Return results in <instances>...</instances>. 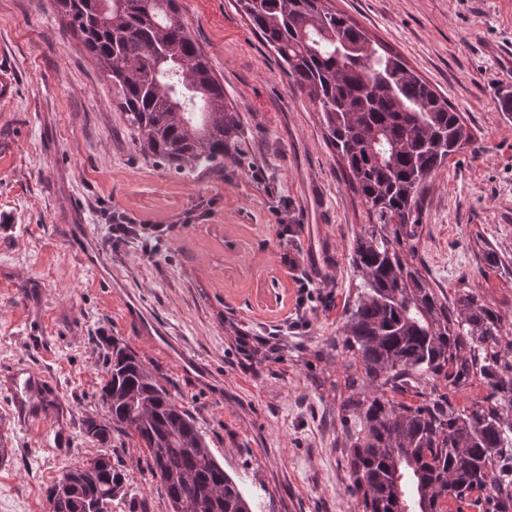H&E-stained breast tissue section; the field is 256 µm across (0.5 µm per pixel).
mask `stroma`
Returning a JSON list of instances; mask_svg holds the SVG:
<instances>
[{
	"instance_id": "stroma-1",
	"label": "stroma",
	"mask_w": 512,
	"mask_h": 512,
	"mask_svg": "<svg viewBox=\"0 0 512 512\" xmlns=\"http://www.w3.org/2000/svg\"><path fill=\"white\" fill-rule=\"evenodd\" d=\"M447 97L478 152L452 156L421 201L418 266L512 325V0H334ZM242 120L212 168L145 156L100 67L54 0H0V512H49L62 467L124 470L112 512H168L147 451L107 423L104 358L135 354L193 416L253 512H362L342 455L347 357L336 351L364 207L320 116L234 0H180ZM153 221L115 231L112 210ZM499 260L485 262V250ZM30 379L44 421L26 424Z\"/></svg>"
}]
</instances>
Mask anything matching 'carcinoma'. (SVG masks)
Returning <instances> with one entry per match:
<instances>
[{
    "label": "carcinoma",
    "mask_w": 512,
    "mask_h": 512,
    "mask_svg": "<svg viewBox=\"0 0 512 512\" xmlns=\"http://www.w3.org/2000/svg\"><path fill=\"white\" fill-rule=\"evenodd\" d=\"M115 86L140 150L178 168H207L239 150L241 118L191 37L179 0H54ZM315 106L348 186L365 208L352 268L361 279L341 332L351 395L343 409L349 490L362 512H445L477 489L486 512H512V341L500 312L460 291L453 306L416 266L429 181L474 134L462 113L402 57L330 0H236ZM99 441L138 437L170 512H253L192 416L133 355L106 362ZM487 394L464 408L450 394L474 377ZM428 381L430 389L422 386ZM414 392L416 403L391 394ZM123 472L98 460L66 467L47 489L51 512H111Z\"/></svg>",
    "instance_id": "obj_1"
}]
</instances>
